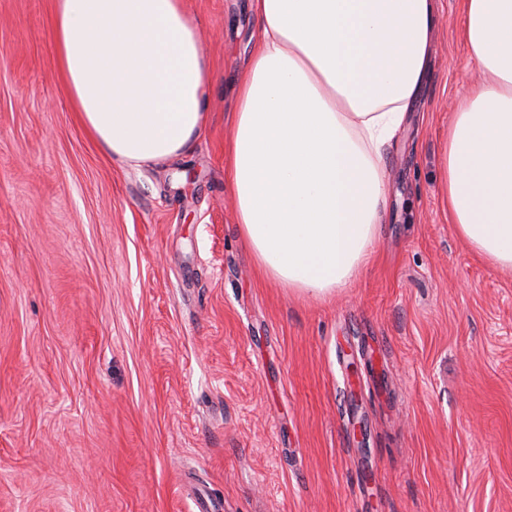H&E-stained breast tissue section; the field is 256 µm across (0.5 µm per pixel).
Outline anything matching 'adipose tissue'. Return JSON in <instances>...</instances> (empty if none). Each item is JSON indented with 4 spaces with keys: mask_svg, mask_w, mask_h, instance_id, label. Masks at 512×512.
<instances>
[{
    "mask_svg": "<svg viewBox=\"0 0 512 512\" xmlns=\"http://www.w3.org/2000/svg\"><path fill=\"white\" fill-rule=\"evenodd\" d=\"M261 37L238 88L227 183L264 273L325 297L364 270L386 203L383 148L426 75L435 0H252ZM484 75L455 112L448 210L512 271V0H463ZM62 76L96 145L126 164L179 157L206 130L208 61L185 0H54Z\"/></svg>",
    "mask_w": 512,
    "mask_h": 512,
    "instance_id": "adipose-tissue-1",
    "label": "adipose tissue"
}]
</instances>
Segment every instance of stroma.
Masks as SVG:
<instances>
[{
    "instance_id": "stroma-1",
    "label": "stroma",
    "mask_w": 512,
    "mask_h": 512,
    "mask_svg": "<svg viewBox=\"0 0 512 512\" xmlns=\"http://www.w3.org/2000/svg\"><path fill=\"white\" fill-rule=\"evenodd\" d=\"M187 5L208 131L132 167L77 120L53 0H0V512H512V272L444 190L481 78L460 0L384 152L383 236L323 299L255 264L224 179L251 0Z\"/></svg>"
}]
</instances>
